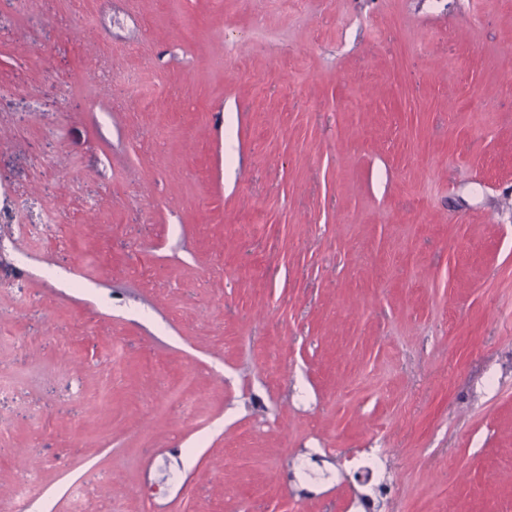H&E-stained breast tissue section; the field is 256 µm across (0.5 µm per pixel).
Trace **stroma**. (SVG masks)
<instances>
[{
	"mask_svg": "<svg viewBox=\"0 0 512 512\" xmlns=\"http://www.w3.org/2000/svg\"><path fill=\"white\" fill-rule=\"evenodd\" d=\"M0 504L512 512V0H0Z\"/></svg>",
	"mask_w": 512,
	"mask_h": 512,
	"instance_id": "35a3bbf8",
	"label": "stroma"
}]
</instances>
